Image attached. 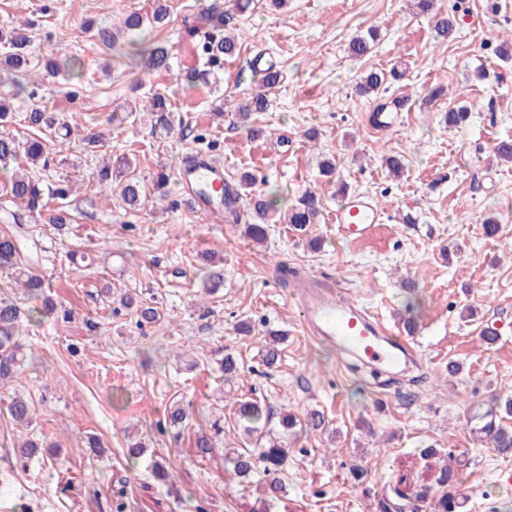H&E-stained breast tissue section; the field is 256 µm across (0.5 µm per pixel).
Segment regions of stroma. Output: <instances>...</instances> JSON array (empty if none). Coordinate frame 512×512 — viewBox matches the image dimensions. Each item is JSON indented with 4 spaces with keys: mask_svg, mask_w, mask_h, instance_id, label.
Wrapping results in <instances>:
<instances>
[{
    "mask_svg": "<svg viewBox=\"0 0 512 512\" xmlns=\"http://www.w3.org/2000/svg\"><path fill=\"white\" fill-rule=\"evenodd\" d=\"M209 3L170 0L169 23L147 37L168 46L171 68L135 78L111 67L84 23L147 14L153 0H0V21L26 25L32 58L83 62L78 98L60 74L42 79L39 101L104 133L92 152L65 144L48 173L75 175L65 201L73 221L59 230L43 213L18 231L22 253L39 257L51 298L74 317L24 323L23 369L0 385V512L17 503L32 512H378L397 488L439 495L435 479L446 464L464 489L458 512H512V455L474 442L466 424L472 404L512 395V162L496 152L512 144V59L495 52L512 41V0H435L429 15L416 0H253L239 18V54L216 83L188 88L178 75L197 59L186 29ZM439 15L456 19L449 38L436 35ZM372 27L373 52L351 57V39ZM259 56L284 77L268 111L252 115L251 136L233 119L255 90ZM372 68L403 77L379 98L361 95L357 83ZM478 69L486 80L475 78ZM435 87L442 95L429 98ZM157 92L183 125L164 130L147 113L108 124L118 105ZM400 95L411 106L399 123L374 127L377 99ZM463 102L472 106L468 122L448 126L445 112ZM219 108L220 123L212 118ZM200 133L216 141L210 155L225 178L258 175L257 190L279 207L314 191L319 223L296 231L272 221L258 243L246 235L249 210L215 221L178 200L128 213L90 180L106 158H129L146 184L158 172L176 174L182 157L199 151ZM390 155L400 157V175L387 169ZM323 161L333 175L321 176ZM342 186L386 213L362 241L346 240L333 220ZM489 216L500 227L491 239L482 228ZM208 252L224 261V287L211 296L201 288ZM299 276L343 290L396 325L415 342L420 366L380 386L351 373L344 354L302 325L290 295ZM124 291L154 300L160 324L141 327L133 311L115 310ZM243 323L250 332L240 331ZM488 327L498 334L491 345L481 339ZM271 330L286 339L269 367L262 350ZM228 352L239 361L230 379L217 366ZM249 394L276 414L320 410L329 424L297 438L278 473L283 490L270 499L258 480L241 483L224 469L225 449L246 441L234 412ZM16 395L34 405L30 427L4 410ZM175 404L189 410L185 429L160 431ZM200 431L215 443L203 457L192 447ZM132 438L145 447L137 460L127 456ZM26 439L59 444L58 457L4 462ZM428 445L435 455H425ZM155 461L168 479L154 476Z\"/></svg>",
    "mask_w": 512,
    "mask_h": 512,
    "instance_id": "stroma-1",
    "label": "stroma"
}]
</instances>
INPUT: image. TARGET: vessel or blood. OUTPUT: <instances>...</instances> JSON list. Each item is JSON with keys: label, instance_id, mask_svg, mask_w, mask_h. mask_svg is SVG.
I'll list each match as a JSON object with an SVG mask.
<instances>
[{"label": "vessel or blood", "instance_id": "1", "mask_svg": "<svg viewBox=\"0 0 512 512\" xmlns=\"http://www.w3.org/2000/svg\"><path fill=\"white\" fill-rule=\"evenodd\" d=\"M177 179L185 202L196 209L219 216L224 203L216 191L224 184V168L203 156L183 161ZM382 211L371 202L352 197L334 214L345 235L358 239L372 225L382 223ZM302 323L314 335L353 349L372 368L406 371L415 360L412 346L392 339L382 318L370 309L344 302L332 290H305L299 301Z\"/></svg>", "mask_w": 512, "mask_h": 512}]
</instances>
